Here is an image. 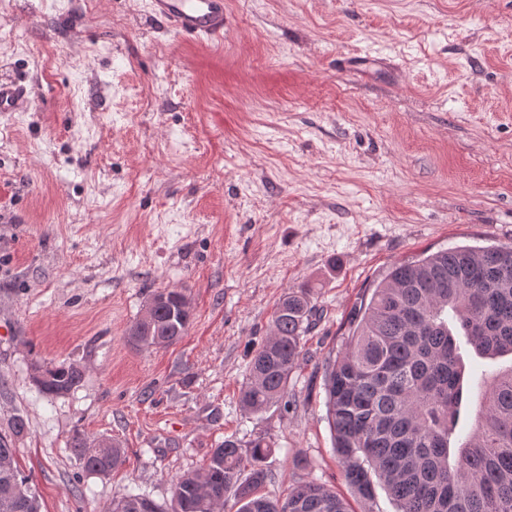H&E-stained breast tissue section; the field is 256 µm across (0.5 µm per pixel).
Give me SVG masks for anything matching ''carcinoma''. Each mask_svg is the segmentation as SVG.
I'll return each mask as SVG.
<instances>
[{"label": "carcinoma", "instance_id": "carcinoma-1", "mask_svg": "<svg viewBox=\"0 0 512 512\" xmlns=\"http://www.w3.org/2000/svg\"><path fill=\"white\" fill-rule=\"evenodd\" d=\"M164 303L130 325L138 348L165 347L185 336L193 315L184 290L164 289ZM315 311L310 290L288 292L272 318V334L254 352L238 403L261 412L288 397V381ZM344 349L326 375L327 419L346 484L377 512L384 486L397 512H512V365L482 377L475 421L459 429L467 365L458 337L482 359L512 355V247H454L393 263L350 314ZM83 373L66 368L37 383L60 396ZM71 452L84 470L107 475L123 462L121 446L95 448L76 432ZM263 440L245 455L226 439L201 469L175 482L163 507L145 495L112 503L111 512H348L323 483L305 480L283 500L259 494L272 454ZM15 449L0 435V512H41ZM249 470L247 477L242 471Z\"/></svg>", "mask_w": 512, "mask_h": 512}]
</instances>
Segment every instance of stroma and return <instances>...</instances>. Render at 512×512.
I'll list each match as a JSON object with an SVG mask.
<instances>
[{
    "label": "stroma",
    "mask_w": 512,
    "mask_h": 512,
    "mask_svg": "<svg viewBox=\"0 0 512 512\" xmlns=\"http://www.w3.org/2000/svg\"><path fill=\"white\" fill-rule=\"evenodd\" d=\"M150 0H0V434L41 512L168 505L227 439L264 438L262 495L343 481L325 406L349 317L397 261L512 246V0H224L218 43ZM369 56L349 72L340 61ZM318 310L288 405L238 404L288 291ZM185 290V336L137 349L158 290ZM86 375L49 396L33 361ZM24 431L13 434L15 417ZM122 466L85 472L74 432Z\"/></svg>",
    "instance_id": "stroma-1"
}]
</instances>
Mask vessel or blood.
Masks as SVG:
<instances>
[{
  "mask_svg": "<svg viewBox=\"0 0 512 512\" xmlns=\"http://www.w3.org/2000/svg\"><path fill=\"white\" fill-rule=\"evenodd\" d=\"M152 9L179 33L207 40L224 33V0H152Z\"/></svg>",
  "mask_w": 512,
  "mask_h": 512,
  "instance_id": "obj_1",
  "label": "vessel or blood"
}]
</instances>
